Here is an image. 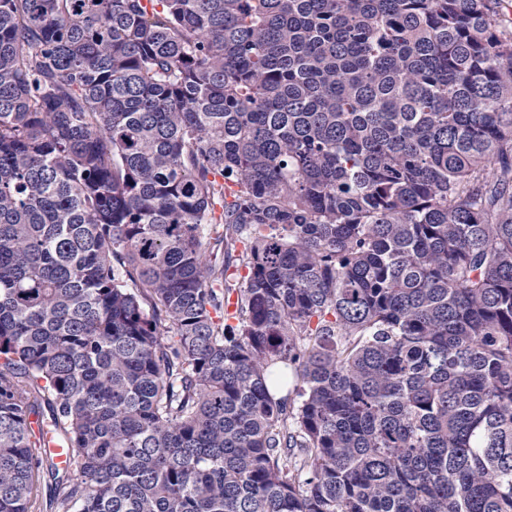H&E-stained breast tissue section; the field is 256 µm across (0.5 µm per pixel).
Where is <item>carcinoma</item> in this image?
Returning a JSON list of instances; mask_svg holds the SVG:
<instances>
[{"label":"carcinoma","instance_id":"carcinoma-1","mask_svg":"<svg viewBox=\"0 0 512 512\" xmlns=\"http://www.w3.org/2000/svg\"><path fill=\"white\" fill-rule=\"evenodd\" d=\"M503 6L0 0V512H512Z\"/></svg>","mask_w":512,"mask_h":512}]
</instances>
